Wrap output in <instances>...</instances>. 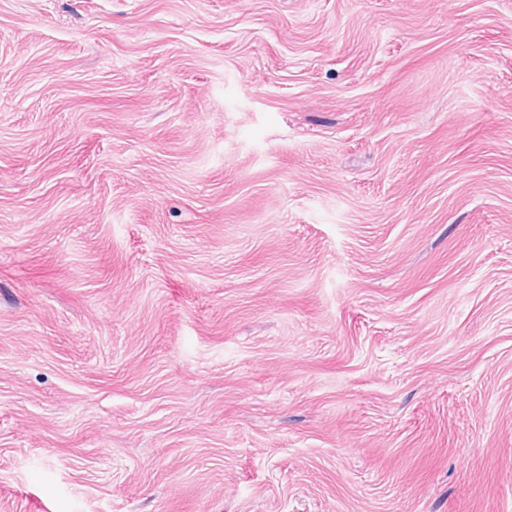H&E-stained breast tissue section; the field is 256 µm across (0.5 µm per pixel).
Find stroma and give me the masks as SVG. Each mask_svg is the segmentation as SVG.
Instances as JSON below:
<instances>
[{
  "label": "stroma",
  "mask_w": 512,
  "mask_h": 512,
  "mask_svg": "<svg viewBox=\"0 0 512 512\" xmlns=\"http://www.w3.org/2000/svg\"><path fill=\"white\" fill-rule=\"evenodd\" d=\"M0 512H512V0H0Z\"/></svg>",
  "instance_id": "1"
}]
</instances>
